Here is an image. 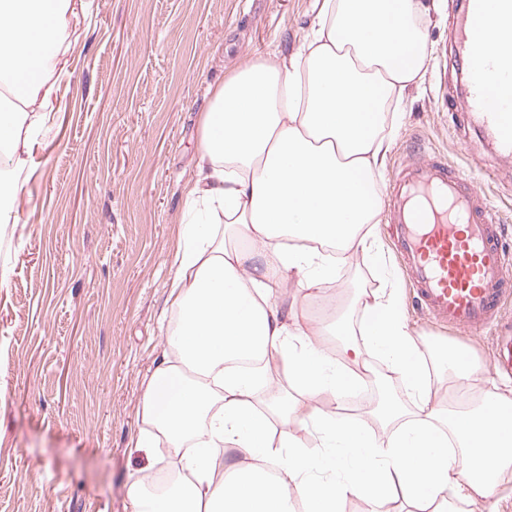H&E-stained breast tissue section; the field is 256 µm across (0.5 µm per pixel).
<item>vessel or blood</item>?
<instances>
[{
  "instance_id": "b4317fda",
  "label": "vessel or blood",
  "mask_w": 512,
  "mask_h": 512,
  "mask_svg": "<svg viewBox=\"0 0 512 512\" xmlns=\"http://www.w3.org/2000/svg\"><path fill=\"white\" fill-rule=\"evenodd\" d=\"M464 66L460 122L512 157V0H461L450 32ZM404 272L432 318L492 327L512 293L501 226L463 172L428 153L411 156L383 190ZM495 368L512 374V331L496 338Z\"/></svg>"
}]
</instances>
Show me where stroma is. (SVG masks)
<instances>
[{
    "label": "stroma",
    "instance_id": "obj_1",
    "mask_svg": "<svg viewBox=\"0 0 512 512\" xmlns=\"http://www.w3.org/2000/svg\"><path fill=\"white\" fill-rule=\"evenodd\" d=\"M317 0H86L58 83L53 125L18 175L24 201L0 231V512H132L141 470L176 472L165 442L153 456L130 446L146 425L141 401L161 361L171 265L187 213L200 124L211 94L242 61L293 53ZM451 0L430 29L424 83L407 96L386 166L388 183L414 149L444 156L479 185L512 251V163L459 130L448 100ZM385 265L359 253L338 261L320 302H297L319 325L340 306L359 340L360 299L391 275L421 358L441 371L448 348L494 371L490 332L451 330L413 299L388 221L376 227ZM371 394L357 419L377 428L382 392L414 403L397 374L371 357Z\"/></svg>",
    "mask_w": 512,
    "mask_h": 512
}]
</instances>
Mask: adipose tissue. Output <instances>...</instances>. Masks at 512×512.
<instances>
[{
	"mask_svg": "<svg viewBox=\"0 0 512 512\" xmlns=\"http://www.w3.org/2000/svg\"><path fill=\"white\" fill-rule=\"evenodd\" d=\"M436 11L435 0H322L294 54L246 60L214 88L174 254L173 357L143 393L152 431L132 440L149 448L158 434L178 450L194 439L200 451L165 488L142 471L129 488L134 512H346L357 495L394 496L401 512H449L456 499L494 512L512 475V389H485L478 365L451 350L440 395L391 285L366 297L363 328L417 410L383 400L386 432L375 434L333 409L362 383L365 350L345 342L330 354L322 329L278 304L295 277L315 288L334 278L337 256L378 254L377 174L426 72ZM85 13L86 0H0L1 225L19 208L16 175L54 108L67 39ZM217 218L224 230L212 228ZM288 240L296 249L284 251ZM274 355L299 396L268 379ZM241 358L254 368H236ZM307 422L313 451L296 436Z\"/></svg>",
	"mask_w": 512,
	"mask_h": 512,
	"instance_id": "adipose-tissue-1",
	"label": "adipose tissue"
}]
</instances>
